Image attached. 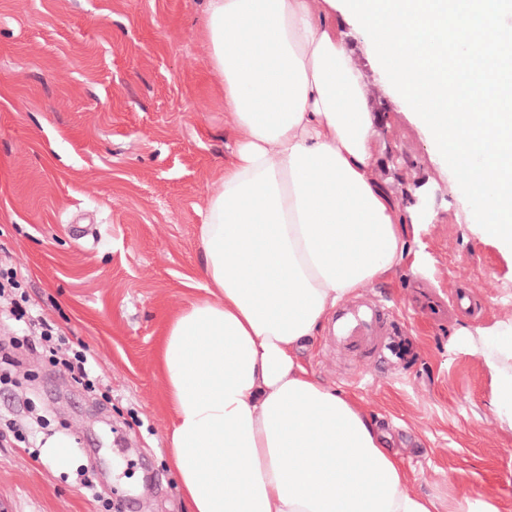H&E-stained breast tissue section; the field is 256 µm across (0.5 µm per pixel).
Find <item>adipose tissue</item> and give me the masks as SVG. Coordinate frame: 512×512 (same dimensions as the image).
Here are the masks:
<instances>
[{"label":"adipose tissue","instance_id":"obj_1","mask_svg":"<svg viewBox=\"0 0 512 512\" xmlns=\"http://www.w3.org/2000/svg\"><path fill=\"white\" fill-rule=\"evenodd\" d=\"M342 17L476 199L474 232L512 247V0H206L238 138L200 228L206 294L161 344L191 512H437L359 402L301 360L332 309L409 256ZM487 341L512 423V336Z\"/></svg>","mask_w":512,"mask_h":512}]
</instances>
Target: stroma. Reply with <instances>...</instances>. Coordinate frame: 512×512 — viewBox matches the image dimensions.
I'll use <instances>...</instances> for the list:
<instances>
[{"instance_id":"1","label":"stroma","mask_w":512,"mask_h":512,"mask_svg":"<svg viewBox=\"0 0 512 512\" xmlns=\"http://www.w3.org/2000/svg\"><path fill=\"white\" fill-rule=\"evenodd\" d=\"M204 8L0 0V262L88 347L112 395L102 403L38 351L16 350L0 417L73 453L62 465L49 448L0 437V512H102L107 501L112 512H190L169 464L157 346L201 294L206 196L237 138L199 35ZM371 111L390 191L429 207L407 243L416 263L358 296L396 304L415 352L363 358L323 331L302 358L382 426L417 491L445 508L470 498L512 512V426L491 405L484 339L512 319V261L470 231L474 199L406 107L378 94ZM462 289L480 312L449 306Z\"/></svg>"}]
</instances>
